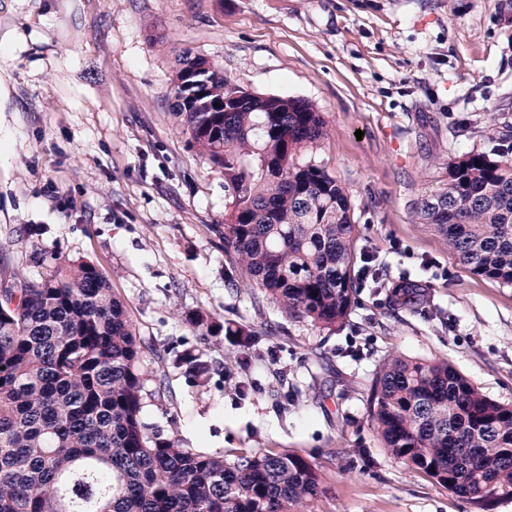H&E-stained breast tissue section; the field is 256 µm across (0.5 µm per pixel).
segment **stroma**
Wrapping results in <instances>:
<instances>
[{"label":"stroma","mask_w":512,"mask_h":512,"mask_svg":"<svg viewBox=\"0 0 512 512\" xmlns=\"http://www.w3.org/2000/svg\"><path fill=\"white\" fill-rule=\"evenodd\" d=\"M185 50L322 112L304 158L345 187L384 282L358 288L341 329L289 320L226 262L224 172L173 115ZM492 133L512 141V0H0V284L50 255L92 261L142 342L144 422L229 461L302 456L321 480L304 512H478L385 453L366 397L402 354L512 405V288L417 217ZM403 279L425 285L422 311L389 305ZM199 313L215 332L192 329ZM227 325L252 331L247 364Z\"/></svg>","instance_id":"1"}]
</instances>
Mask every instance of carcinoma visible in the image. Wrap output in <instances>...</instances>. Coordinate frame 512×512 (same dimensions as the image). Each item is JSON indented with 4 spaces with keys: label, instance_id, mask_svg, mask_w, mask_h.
Masks as SVG:
<instances>
[{
    "label": "carcinoma",
    "instance_id": "obj_1",
    "mask_svg": "<svg viewBox=\"0 0 512 512\" xmlns=\"http://www.w3.org/2000/svg\"><path fill=\"white\" fill-rule=\"evenodd\" d=\"M207 99L238 91L220 70ZM173 108L187 144L224 170V256L288 319L342 327L356 302L355 224L342 184L298 156L327 135L308 101L253 94L227 112ZM448 187L417 217L471 273L512 287V146L448 162ZM425 286L403 281L394 306ZM248 358L252 334L225 327ZM141 343L90 261L52 257L12 309L0 308V512H290L317 496L303 457L248 451L227 461L142 420ZM366 415L382 448L472 502L512 499V406L446 360L395 355L376 372Z\"/></svg>",
    "mask_w": 512,
    "mask_h": 512
}]
</instances>
